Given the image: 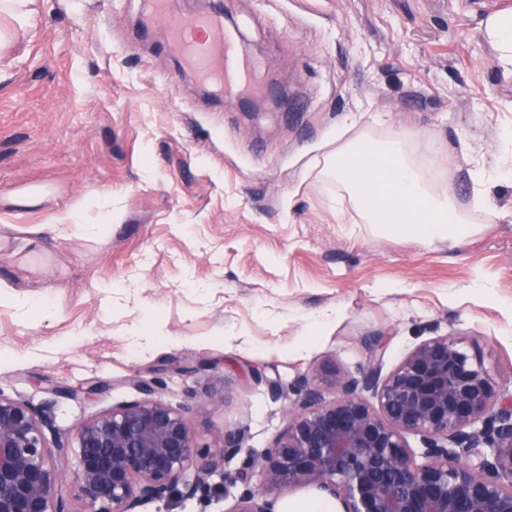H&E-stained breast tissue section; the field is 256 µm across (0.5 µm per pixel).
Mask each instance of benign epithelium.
I'll return each mask as SVG.
<instances>
[{
	"mask_svg": "<svg viewBox=\"0 0 512 512\" xmlns=\"http://www.w3.org/2000/svg\"><path fill=\"white\" fill-rule=\"evenodd\" d=\"M383 349L375 338L357 373L334 378L330 400L306 376L291 386L286 431L249 455L241 475L255 485L227 512H276L269 491L306 486L339 499L343 512H512V395L496 392L452 336L420 343L386 375ZM132 385L136 399L72 437L56 429L51 406L0 391V512H76L62 494L66 469L81 512H147L210 491L242 452L244 431L200 459L187 415L164 399L161 382L139 375ZM105 389L61 382L52 391L92 400ZM408 435L420 437V453Z\"/></svg>",
	"mask_w": 512,
	"mask_h": 512,
	"instance_id": "7a95c632",
	"label": "benign epithelium"
}]
</instances>
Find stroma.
Segmentation results:
<instances>
[{
	"mask_svg": "<svg viewBox=\"0 0 512 512\" xmlns=\"http://www.w3.org/2000/svg\"><path fill=\"white\" fill-rule=\"evenodd\" d=\"M233 19L245 53L276 75L282 106L248 114L209 94L153 0H36L28 27L0 46V279L55 306L50 324L0 306V391L39 404L50 383L110 388L55 400V425L136 398L130 378L157 377L200 446L246 432L251 453L288 424L269 381L357 372L385 341L391 372L421 342L462 340L512 392V181L489 198L503 219L465 245L395 240L365 223L325 178V156L362 131L418 134L448 151L431 173L461 209L473 160L512 152V75L497 63L471 0H172ZM46 190L35 207L16 199ZM89 204L94 234L56 217ZM484 291H474V283ZM335 312L325 328L315 316ZM165 334L140 351L132 326ZM245 456L207 496L151 512H227L248 490Z\"/></svg>",
	"mask_w": 512,
	"mask_h": 512,
	"instance_id": "obj_1",
	"label": "stroma"
}]
</instances>
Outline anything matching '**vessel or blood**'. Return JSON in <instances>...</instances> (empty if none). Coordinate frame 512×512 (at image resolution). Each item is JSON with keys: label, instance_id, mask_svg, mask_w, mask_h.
Returning a JSON list of instances; mask_svg holds the SVG:
<instances>
[{"label": "vessel or blood", "instance_id": "obj_1", "mask_svg": "<svg viewBox=\"0 0 512 512\" xmlns=\"http://www.w3.org/2000/svg\"><path fill=\"white\" fill-rule=\"evenodd\" d=\"M150 21L183 45L189 63L217 94L244 95L257 82L260 63L241 52L221 13L180 14L169 0H155Z\"/></svg>", "mask_w": 512, "mask_h": 512}]
</instances>
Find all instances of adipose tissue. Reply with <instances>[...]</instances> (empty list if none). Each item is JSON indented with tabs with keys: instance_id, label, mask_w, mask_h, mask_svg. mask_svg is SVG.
Masks as SVG:
<instances>
[{
	"instance_id": "obj_1",
	"label": "adipose tissue",
	"mask_w": 512,
	"mask_h": 512,
	"mask_svg": "<svg viewBox=\"0 0 512 512\" xmlns=\"http://www.w3.org/2000/svg\"><path fill=\"white\" fill-rule=\"evenodd\" d=\"M484 30L496 59L512 73V13L489 15ZM414 141V134L406 132L346 140L327 156L325 171L346 191L365 223L395 239L412 237L456 248L498 218L486 194L489 175L482 168L474 171L478 205L459 213L448 187L435 186L418 165Z\"/></svg>"
}]
</instances>
